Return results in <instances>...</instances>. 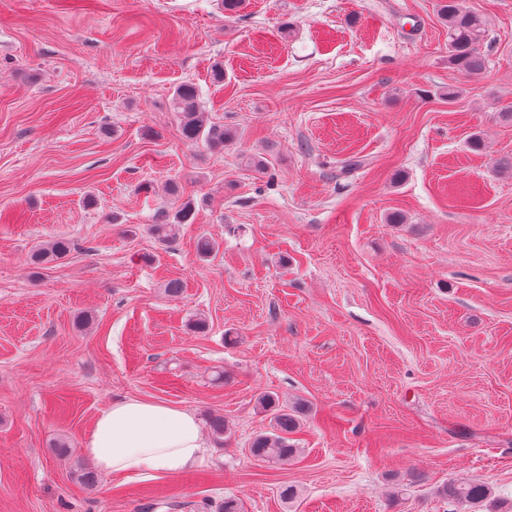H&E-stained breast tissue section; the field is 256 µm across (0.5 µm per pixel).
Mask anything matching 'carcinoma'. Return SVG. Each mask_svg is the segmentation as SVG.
<instances>
[{
	"mask_svg": "<svg viewBox=\"0 0 512 512\" xmlns=\"http://www.w3.org/2000/svg\"><path fill=\"white\" fill-rule=\"evenodd\" d=\"M440 15L448 27V63L467 77L483 74L488 65L486 55L477 44L485 33L484 19L466 9L462 0H440ZM172 111L176 112L180 134L190 144H203L209 148H224L237 138V131L213 121L212 114L200 105L195 86L183 84L175 89L172 97ZM196 201H184L178 209L166 213L151 226L152 234L163 243L172 242L181 224L192 223ZM70 252V243L56 239L33 255V263L44 265L65 257ZM260 408L271 414L270 430L256 434L248 451L253 458L284 464L294 460L300 449L293 443L292 435L300 428L297 407L280 403L278 396L265 393L258 398ZM207 425L213 439L224 443L228 428L221 415H211ZM444 497L464 507L482 500L491 494V489L481 483L452 482L442 489Z\"/></svg>",
	"mask_w": 512,
	"mask_h": 512,
	"instance_id": "cac0c4a2",
	"label": "carcinoma"
}]
</instances>
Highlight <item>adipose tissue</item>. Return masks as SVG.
<instances>
[{
  "label": "adipose tissue",
  "instance_id": "adipose-tissue-1",
  "mask_svg": "<svg viewBox=\"0 0 512 512\" xmlns=\"http://www.w3.org/2000/svg\"><path fill=\"white\" fill-rule=\"evenodd\" d=\"M206 448L193 411L162 400L123 397L97 416L84 451L105 473L160 478L195 467Z\"/></svg>",
  "mask_w": 512,
  "mask_h": 512
}]
</instances>
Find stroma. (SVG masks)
I'll return each mask as SVG.
<instances>
[{
	"mask_svg": "<svg viewBox=\"0 0 512 512\" xmlns=\"http://www.w3.org/2000/svg\"><path fill=\"white\" fill-rule=\"evenodd\" d=\"M436 4L0 0V512H450L459 481L512 512V0H464L473 80ZM183 83L235 142H184ZM183 197L193 222L159 242ZM263 392L304 409L284 465L247 452ZM124 396L229 433L192 470L85 487ZM439 9L448 27V63L467 77L482 75L488 60L476 45L485 33L484 19L460 0H441ZM196 211V201L187 198L174 212L163 214L157 224H152V234L163 243L172 242L180 224L192 223ZM70 252V243L66 239H56L33 255V263L44 265L65 257ZM442 493L449 501L464 507L488 497L491 494V489L481 483L452 482L442 489Z\"/></svg>",
	"mask_w": 512,
	"mask_h": 512,
	"instance_id": "stroma-1",
	"label": "stroma"
}]
</instances>
